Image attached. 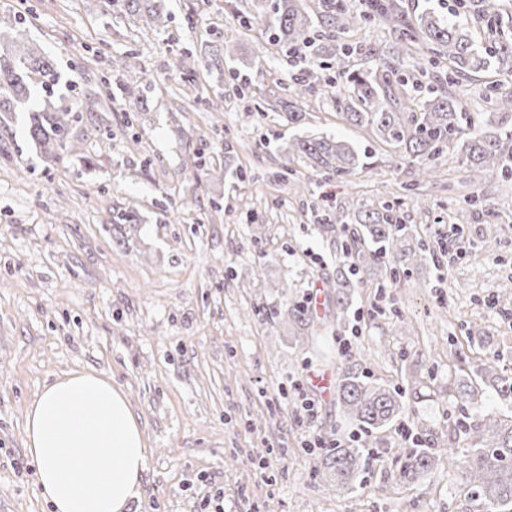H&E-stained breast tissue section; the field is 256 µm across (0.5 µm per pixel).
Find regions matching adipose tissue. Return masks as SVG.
I'll return each instance as SVG.
<instances>
[{"label": "adipose tissue", "instance_id": "adipose-tissue-1", "mask_svg": "<svg viewBox=\"0 0 512 512\" xmlns=\"http://www.w3.org/2000/svg\"><path fill=\"white\" fill-rule=\"evenodd\" d=\"M26 449L53 512H125L141 490L147 446L126 394L94 371L46 385L26 414Z\"/></svg>", "mask_w": 512, "mask_h": 512}]
</instances>
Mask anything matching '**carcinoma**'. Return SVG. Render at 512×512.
I'll list each match as a JSON object with an SVG mask.
<instances>
[{"instance_id":"1","label":"carcinoma","mask_w":512,"mask_h":512,"mask_svg":"<svg viewBox=\"0 0 512 512\" xmlns=\"http://www.w3.org/2000/svg\"><path fill=\"white\" fill-rule=\"evenodd\" d=\"M124 7L149 30L164 27L168 19L163 0H124ZM239 17L247 28L271 29L269 42L303 66V76L291 80L282 96L268 105L284 124L306 120L307 97L318 86L336 88L335 72L348 88V93L334 97L337 114L401 156L423 162L456 148L474 184L487 174L507 176L512 170V91H495L490 96L494 130L475 131L466 137L460 100L449 90L459 78L485 72L492 65L500 74H512V35H506L495 0H457L446 17L429 8L412 21L397 0H369L363 11L344 0H274L271 19L247 10ZM376 21L393 34L392 54L373 69H350L348 57L353 47L344 39L358 25ZM17 23L16 16L0 14V124L9 120L12 112L26 108L37 90L49 93L60 81L53 61L14 32ZM419 45L433 53L432 63L448 62V86L412 99L406 87L421 84L426 71L408 72L405 62ZM112 70L122 77L126 94H139L145 81L142 72L123 57L112 60ZM77 118L73 108H57L48 101L30 110L29 136L48 160L59 161ZM282 156L286 170L299 159L323 177L345 178L368 168V156L333 137L292 138ZM355 219L359 230L350 239L337 235L330 218L321 222V231L330 235L346 264L338 268L334 279L336 315L340 317L347 313L354 289L360 285V280L349 274L383 266L394 281L399 273L435 256L426 241L408 231L390 202L360 209ZM284 317L299 329L298 335H312L314 319L303 305L288 306ZM479 381L492 387L506 407L484 411ZM452 397L460 409L458 424L470 447L463 452L430 446L401 448L396 456L400 480L412 484L445 462L448 470L464 474L468 499L477 502L483 512H512V379L503 374L497 360L482 358L474 371L458 368ZM336 399L345 418L366 435L339 448H328L317 458V472L341 494L351 491L366 470L362 448L371 443L373 433L399 420L408 405L406 390L367 376L358 352L347 355L340 367Z\"/></svg>"}]
</instances>
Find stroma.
I'll return each mask as SVG.
<instances>
[{"label":"stroma","mask_w":512,"mask_h":512,"mask_svg":"<svg viewBox=\"0 0 512 512\" xmlns=\"http://www.w3.org/2000/svg\"><path fill=\"white\" fill-rule=\"evenodd\" d=\"M169 19L143 31L101 0H0L19 31L52 58L64 84L52 102L80 107L69 153L46 165L27 134V115L0 125V512H51L26 447V411L46 384L92 370L127 395L147 439V469L127 512H480L464 497L463 475L439 466L413 486L394 477L397 426L377 432L370 472L348 493L321 480L308 435L349 440L331 392L342 341L362 349L367 374L406 386L427 372L417 415L430 446L463 449L467 435L448 394L455 354L479 324L512 374V177L477 185L494 213L469 208V171L440 155L420 192L415 170L343 121L322 91L308 98V130L368 151V169L329 184L280 148L295 129L265 107L292 66L266 51L261 30L242 26L227 0H166ZM230 43L228 76L198 66L194 82L173 68L184 47ZM349 64L373 68L393 37L380 23L351 33ZM131 56L145 72L141 99L123 95L112 60ZM478 74L461 107L469 129L484 127L491 83ZM232 155H225V146ZM396 203L429 244L449 229L448 255L390 281L366 276L344 321L330 323L322 358L294 338L283 313L315 297L334 310L329 288L336 248L319 219L344 205ZM317 405L299 421V397Z\"/></svg>","instance_id":"stroma-1"}]
</instances>
